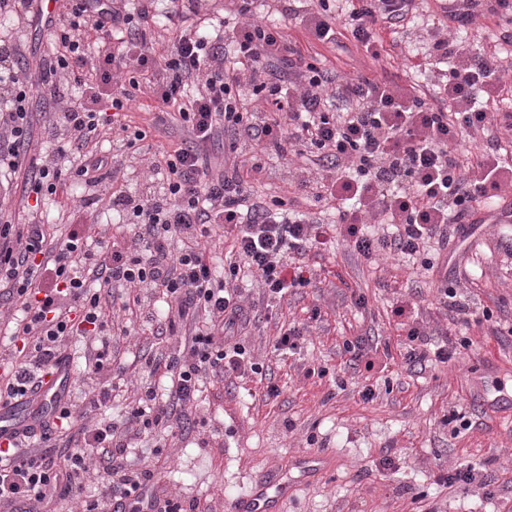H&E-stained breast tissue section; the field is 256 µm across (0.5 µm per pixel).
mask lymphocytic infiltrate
<instances>
[{"instance_id":"lymphocytic-infiltrate-1","label":"lymphocytic infiltrate","mask_w":512,"mask_h":512,"mask_svg":"<svg viewBox=\"0 0 512 512\" xmlns=\"http://www.w3.org/2000/svg\"><path fill=\"white\" fill-rule=\"evenodd\" d=\"M287 2L301 4V21L319 42L335 41L341 27L375 60L389 56L395 30L418 11L417 0ZM257 3L228 0L234 25L205 29L197 19L208 0H74L49 15L38 0H0L1 15L20 26L39 19L49 32L36 83L20 74V38L0 33V170L15 169L20 146L30 141L35 97L56 106V156L37 167L30 193H55L58 161L69 155L80 158L74 175L85 186L111 176V157L98 152L100 136L119 131L126 149L147 137L125 121L133 90L151 94L158 122L178 121L189 133L150 165L161 191L109 197L133 226V251L76 233L61 239L39 221L22 234L0 224V304L20 312L13 335L24 343L0 370V402L27 396L77 338L95 343L86 356L92 373L111 372L112 339L127 328L106 319L99 285L160 298L185 327L177 355L165 361L168 401L148 385L122 421L79 425L63 406L0 447V508L198 512L196 503L158 496L153 471L124 460L142 436L169 431L176 406L195 402L205 379L262 373L228 334L246 327L255 311L234 281L257 278L264 297L283 298L312 279L310 270L288 265V254L325 248L337 233L365 260L383 252L414 259L428 243L444 245L464 232L477 208L512 192V111L505 107L512 67L503 57L512 32L465 46L446 24L469 21L478 8L512 18V0L443 6L428 39L426 92L411 81L337 75L306 57L279 24L260 18ZM159 9L172 25V48L158 58L144 31ZM223 132L230 136L225 153L247 143L257 150L248 164L228 162L217 173L209 149ZM467 137L483 148L462 150ZM269 150L315 166L316 175L298 172L291 182L295 192L335 209V222L288 209L277 197L254 198L249 176L262 172ZM372 220L395 225L396 234L365 233ZM217 228L233 240L220 274L201 248ZM406 337L404 359L413 367L457 362L470 347L463 336L430 345L416 321ZM91 448L104 462L94 495L86 492Z\"/></svg>"}]
</instances>
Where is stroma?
Instances as JSON below:
<instances>
[{
  "label": "stroma",
  "mask_w": 512,
  "mask_h": 512,
  "mask_svg": "<svg viewBox=\"0 0 512 512\" xmlns=\"http://www.w3.org/2000/svg\"><path fill=\"white\" fill-rule=\"evenodd\" d=\"M266 9L289 39L337 74L375 70L393 78L421 61L425 27L440 12L438 0H424L416 29L398 34L396 50L376 64L350 37L321 43L299 19L280 16L275 0ZM49 119V113L34 110L31 143L0 207L14 224L36 214L44 223L111 240V207L103 202L82 208L87 191L73 180L70 162L61 164L55 195L39 203L29 197L27 178L54 144ZM186 136L178 125L159 126L130 149L118 182L132 193L157 191L149 159ZM470 222L466 236L426 250L435 264L430 271L394 255L366 262L339 239L333 248L306 255L312 284L290 290L274 305H267L255 283L243 281L258 315L238 337L256 362L268 365V376L208 378L182 427L142 438L132 464L154 470L159 489L197 502L201 512H225L226 499L252 477L290 468L310 452L326 457L325 468L289 488L282 512H506L512 506V413L487 410L475 388L512 386V223H494L484 209ZM445 279L471 311L491 309L492 320L458 323L455 311L439 301ZM360 295L367 300L362 308L354 303ZM405 300L414 302V317L427 330L467 337L471 346L464 358L449 366L409 367L403 358L406 331L393 314ZM316 308L321 317L313 322L309 316ZM294 322L310 325L300 349L275 353L278 326ZM158 327L144 315L129 322L127 336L113 338L112 349L128 370L106 416L121 419L149 361L178 349L182 325L162 336ZM347 340L363 345L365 361L350 365ZM319 368L324 376H316ZM271 384L278 396H268ZM366 386L375 391L369 401L360 396ZM452 411L465 415L470 428L455 434L444 426L443 416ZM467 464L476 469L468 494L439 483L440 474ZM416 489L425 491L424 499L413 500Z\"/></svg>",
  "instance_id": "35a3bbf8"
}]
</instances>
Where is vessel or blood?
Listing matches in <instances>:
<instances>
[{"mask_svg": "<svg viewBox=\"0 0 512 512\" xmlns=\"http://www.w3.org/2000/svg\"><path fill=\"white\" fill-rule=\"evenodd\" d=\"M71 371L60 365L43 377L40 384L23 401L0 408V436L8 437L34 425V411L52 415L60 400L70 391ZM289 476L287 472H267L254 478L250 486L231 499L225 512H280L287 494Z\"/></svg>", "mask_w": 512, "mask_h": 512, "instance_id": "obj_1", "label": "vessel or blood"}]
</instances>
